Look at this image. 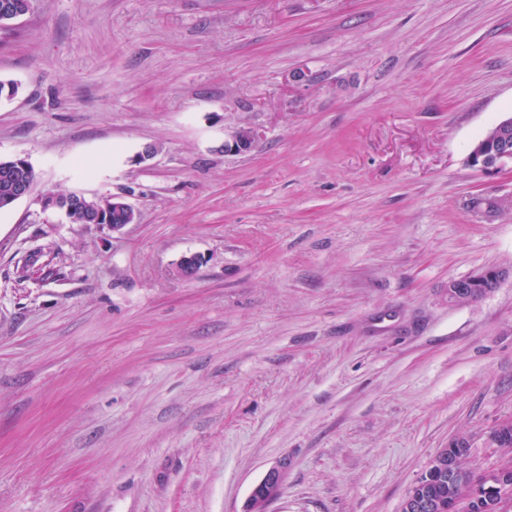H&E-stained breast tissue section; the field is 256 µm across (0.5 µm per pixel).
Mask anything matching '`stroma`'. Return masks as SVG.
Returning <instances> with one entry per match:
<instances>
[{"mask_svg":"<svg viewBox=\"0 0 512 512\" xmlns=\"http://www.w3.org/2000/svg\"><path fill=\"white\" fill-rule=\"evenodd\" d=\"M0 81L35 172L0 211V512H244L281 460L267 512H399L456 439L501 463L512 167L466 158L512 115V0H33ZM256 140V133L244 128L239 130L231 140H225L220 146L221 151L243 154L251 151ZM70 199L74 202V207H81L86 212L90 219H93L94 223H97L102 218V213L99 207L101 198H87L81 194H69ZM85 220L84 215L75 210L69 214V220L73 224H92L91 220ZM110 197L112 198L108 201L109 209L107 211V215H104L103 222L101 224H112V231H120L128 224H133L136 221V212L134 208L118 196L112 195ZM113 205L125 211L127 216L126 224H123L125 221L124 212L122 210H112ZM470 278H473V277L451 281L448 284V299L452 298L454 300L456 298L462 297L463 295L466 294V291L464 290V288H467L468 295L463 297L458 302L465 303V302L474 301V300L482 297L487 292L491 291L493 288H497V286H498L497 283L494 286H492L491 283H489V282L484 283L483 286H479V285L472 286V285L463 283L464 280L470 279ZM458 284H462L464 286V288H450V286L454 287L455 285H458ZM485 287H488V288H485ZM287 468L288 463L280 461L266 471L251 491L246 512H266L269 502L281 493Z\"/></svg>","mask_w":512,"mask_h":512,"instance_id":"obj_1","label":"stroma"}]
</instances>
